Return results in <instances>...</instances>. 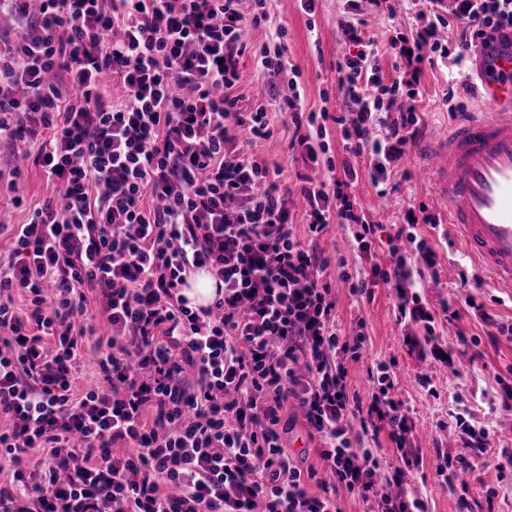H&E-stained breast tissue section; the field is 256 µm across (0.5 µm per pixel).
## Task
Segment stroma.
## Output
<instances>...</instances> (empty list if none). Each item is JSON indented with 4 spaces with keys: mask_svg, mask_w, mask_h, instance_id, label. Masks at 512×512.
<instances>
[{
    "mask_svg": "<svg viewBox=\"0 0 512 512\" xmlns=\"http://www.w3.org/2000/svg\"><path fill=\"white\" fill-rule=\"evenodd\" d=\"M387 7H377L371 0H318L313 13H305L300 0H266L267 20L249 30V49L239 59L240 80L236 88L240 107L250 112L263 106L273 112L271 134L254 139L251 153L258 160L280 165L290 190L289 208L299 236H306L308 227L299 201L300 189L307 179L319 178L321 170L308 164L299 139L308 131L307 125H296L291 115L282 113V99L273 98L260 65V52L278 29H285L284 38L289 71L280 76L281 83L296 79L301 92L302 113L327 111L325 122L328 155L335 164H342L343 128L335 118L344 111V102L337 84L336 67L348 47L339 29L342 20L359 16L366 24L361 29L364 40L374 42L381 53H388V42L396 33H410L419 13L428 11V0H387ZM395 16H388V9ZM478 61L455 65L452 59L425 65L421 79V95L416 103L423 123L420 135L444 129L454 115L448 110L446 94L449 83L472 85L471 93L463 95L464 109L492 112L479 88ZM360 174L349 188L359 208L378 226L374 251L357 255L353 251L352 234L346 225L334 224L315 239L319 251L332 258H344L352 277L370 275L373 266L392 261L391 241L404 228L408 205L425 204L429 212L443 215L431 184L419 179L421 159L416 150H408L400 167L386 189L372 184L365 159L354 160ZM22 196L23 206L12 203ZM53 194L47 175L41 168L28 166L16 187L0 185V266L7 265L13 249L12 227L28 222L34 208L42 206ZM419 236L426 239L438 254L437 278H426L420 289L423 304L434 313V336L439 343L460 349L453 367L441 364L426 366L416 351L403 343L404 328L397 321V288L395 284H379L371 300L353 296L348 285L336 290V325L342 333H350L357 321H364L368 338L360 361L348 363L347 382L351 392L368 400L378 385L379 363L396 360L395 388L403 400L413 430L411 445L420 458L409 479L412 488L424 499L428 512H459L460 500L469 501L472 512H512V469L504 467V456L512 453V409H502L495 398L501 383L512 385V334L500 332L499 324L512 323V292L494 288L485 279L478 265L455 242L448 224L417 225ZM483 303L485 317H478L466 306L467 297ZM457 310L456 319L444 313L445 305ZM430 371L432 389L422 388L417 376ZM464 415L473 423L488 428L494 436L491 446L480 458L473 460L475 470L466 480L440 485L435 474L437 450H447L452 457H468L463 448L456 415Z\"/></svg>",
    "mask_w": 512,
    "mask_h": 512,
    "instance_id": "stroma-1",
    "label": "stroma"
}]
</instances>
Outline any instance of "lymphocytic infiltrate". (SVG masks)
<instances>
[{
    "label": "lymphocytic infiltrate",
    "mask_w": 512,
    "mask_h": 512,
    "mask_svg": "<svg viewBox=\"0 0 512 512\" xmlns=\"http://www.w3.org/2000/svg\"><path fill=\"white\" fill-rule=\"evenodd\" d=\"M0 0L21 23L0 40V141L30 140L25 156L58 201L14 227L0 272V512H340L338 490L369 512H425L406 486L418 465L412 425L382 374L369 401L351 395L347 361L363 333L336 326L331 260L304 244L280 166L235 143L231 128L269 136L268 114L244 115L234 90L246 27L265 0ZM451 46L441 15H420L385 78L373 42L350 22L355 48L337 67L349 123L343 150L384 184L422 123V65L479 55L484 71L512 46V0H453ZM302 187L310 232L354 228L370 252L375 226L348 195L350 162ZM203 270L217 296L191 308L180 290ZM396 282L400 316L427 334L421 358L452 363L434 344L404 254L350 291ZM27 292L25 313L10 293ZM111 330L97 347L104 388L76 391L93 299ZM319 439L322 472L302 468L279 428L289 405ZM387 431L400 466L381 470L369 434ZM45 456L33 473L29 449ZM316 480L318 492L307 483Z\"/></svg>",
    "instance_id": "f902f5d3"
}]
</instances>
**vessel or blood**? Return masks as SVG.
<instances>
[{"label":"vessel or blood","instance_id":"obj_1","mask_svg":"<svg viewBox=\"0 0 512 512\" xmlns=\"http://www.w3.org/2000/svg\"><path fill=\"white\" fill-rule=\"evenodd\" d=\"M497 69L503 80L483 92L497 112L457 113L448 129L421 140L419 154L455 239L486 278L512 290V51Z\"/></svg>","mask_w":512,"mask_h":512}]
</instances>
